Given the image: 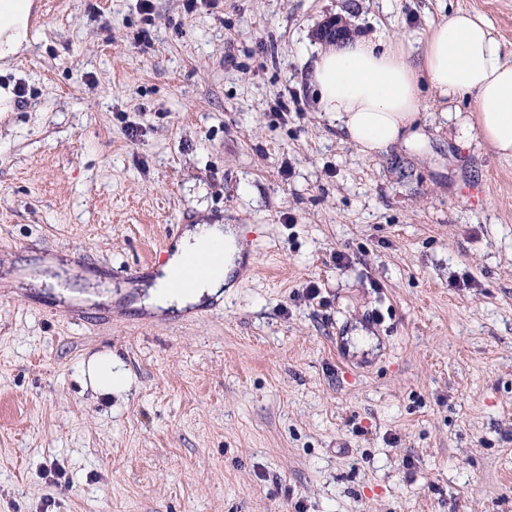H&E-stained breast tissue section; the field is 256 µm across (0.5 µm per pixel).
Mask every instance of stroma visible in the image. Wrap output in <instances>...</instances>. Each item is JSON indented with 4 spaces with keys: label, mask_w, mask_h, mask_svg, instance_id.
<instances>
[{
    "label": "stroma",
    "mask_w": 512,
    "mask_h": 512,
    "mask_svg": "<svg viewBox=\"0 0 512 512\" xmlns=\"http://www.w3.org/2000/svg\"><path fill=\"white\" fill-rule=\"evenodd\" d=\"M152 4L34 0L6 76L0 512H512V158L429 92L421 148L362 154L306 79L332 17L467 9L512 59V0ZM203 223L240 231L235 288L155 316L123 271ZM79 373L81 377L87 376L93 390L106 398L126 392L130 387L129 371L111 353L94 355L81 364Z\"/></svg>",
    "instance_id": "1"
}]
</instances>
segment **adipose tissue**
Here are the masks:
<instances>
[{
  "mask_svg": "<svg viewBox=\"0 0 512 512\" xmlns=\"http://www.w3.org/2000/svg\"><path fill=\"white\" fill-rule=\"evenodd\" d=\"M32 11L33 0H0L1 60L29 46ZM309 81L329 124L362 153L375 154L398 143L419 146L416 124L427 89L442 98L474 95L476 116L461 124L462 140L488 143L499 155L512 157V61L485 16L452 13L416 44L385 37L342 42L318 52ZM216 242L223 247L219 268L192 290L173 288L186 257L208 261ZM239 259L233 225L187 227L149 289V306L158 313H175L203 298L223 296L235 285ZM80 374L107 398L130 387L128 370L108 353L91 357Z\"/></svg>",
  "mask_w": 512,
  "mask_h": 512,
  "instance_id": "adipose-tissue-1",
  "label": "adipose tissue"
}]
</instances>
